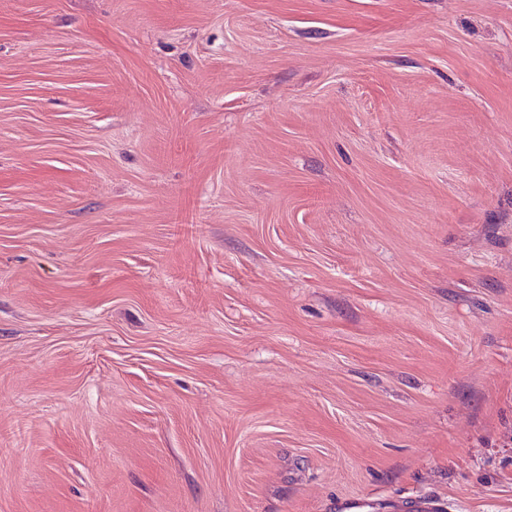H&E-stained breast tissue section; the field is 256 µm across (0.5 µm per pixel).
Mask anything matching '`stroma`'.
I'll use <instances>...</instances> for the list:
<instances>
[{
    "mask_svg": "<svg viewBox=\"0 0 512 512\" xmlns=\"http://www.w3.org/2000/svg\"><path fill=\"white\" fill-rule=\"evenodd\" d=\"M512 512V0H0V512Z\"/></svg>",
    "mask_w": 512,
    "mask_h": 512,
    "instance_id": "1",
    "label": "stroma"
}]
</instances>
